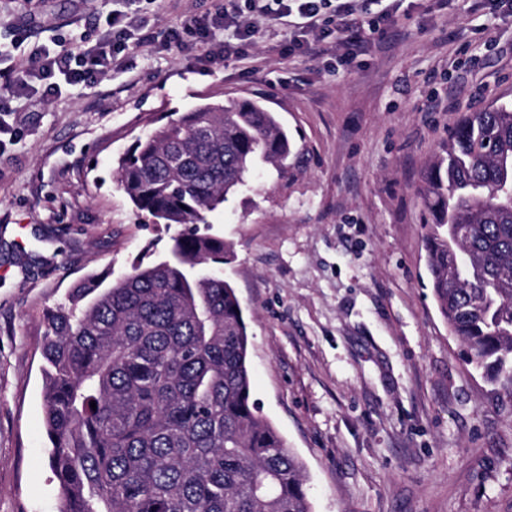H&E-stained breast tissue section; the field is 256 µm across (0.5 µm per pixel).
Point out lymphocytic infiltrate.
I'll use <instances>...</instances> for the list:
<instances>
[{
	"mask_svg": "<svg viewBox=\"0 0 512 512\" xmlns=\"http://www.w3.org/2000/svg\"><path fill=\"white\" fill-rule=\"evenodd\" d=\"M133 3L134 0H112L100 45H88L83 39H57L52 49L33 56L32 66L24 69L15 64L11 49L29 39L30 29L25 23L14 25L11 48H0V82L17 99L25 98L37 81L44 83L46 94L51 96L83 94L99 78L121 70L119 55L129 44L148 43L144 33L148 21L131 12ZM371 5L372 0H248L247 8L242 9L230 0L215 10L187 16L180 26L167 31L166 40L181 46L190 37L195 43L208 46L220 35L224 38L225 57H238L245 45L260 36L259 18L268 16L292 27V46H301L305 41H330L347 61L368 44L370 37L384 38L391 26L392 10L375 12Z\"/></svg>",
	"mask_w": 512,
	"mask_h": 512,
	"instance_id": "obj_1",
	"label": "lymphocytic infiltrate"
}]
</instances>
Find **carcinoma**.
<instances>
[{"label": "carcinoma", "instance_id": "carcinoma-1", "mask_svg": "<svg viewBox=\"0 0 512 512\" xmlns=\"http://www.w3.org/2000/svg\"><path fill=\"white\" fill-rule=\"evenodd\" d=\"M291 153L276 113L231 98L119 158L136 209L185 229L171 257L108 288L88 276L43 313L61 512H312L302 463L251 397L247 326L220 270L233 253L198 229L252 176L286 177ZM420 198L433 300L466 363L512 397V102L462 114Z\"/></svg>", "mask_w": 512, "mask_h": 512}]
</instances>
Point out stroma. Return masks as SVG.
I'll use <instances>...</instances> for the list:
<instances>
[{"label":"stroma","mask_w":512,"mask_h":512,"mask_svg":"<svg viewBox=\"0 0 512 512\" xmlns=\"http://www.w3.org/2000/svg\"><path fill=\"white\" fill-rule=\"evenodd\" d=\"M0 0V43L86 33L109 0ZM138 0L153 47L79 97L0 112V512H60L44 422L43 312L89 275L164 258L171 233L120 190L158 120L245 96L277 112L295 176L256 177L211 215L251 338L253 398L305 464L313 512H512V398L464 361L425 266L421 175L462 113L512 100V13L419 0L350 63L287 54L263 24L247 59L166 46L184 10Z\"/></svg>","instance_id":"35a3bbf8"}]
</instances>
